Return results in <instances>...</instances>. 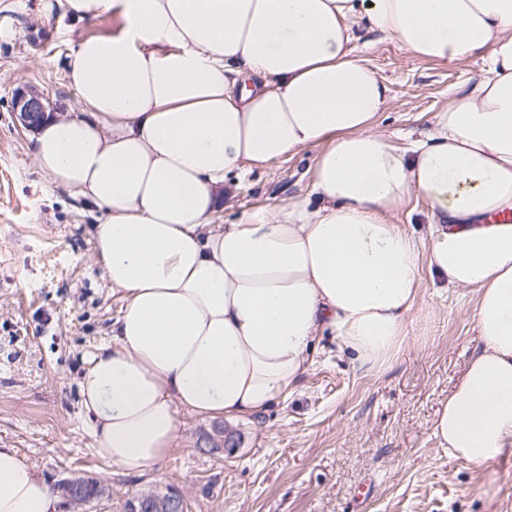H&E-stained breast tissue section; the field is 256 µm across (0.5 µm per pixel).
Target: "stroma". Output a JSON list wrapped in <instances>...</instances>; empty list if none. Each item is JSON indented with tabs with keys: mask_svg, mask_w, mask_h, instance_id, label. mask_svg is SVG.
Wrapping results in <instances>:
<instances>
[{
	"mask_svg": "<svg viewBox=\"0 0 512 512\" xmlns=\"http://www.w3.org/2000/svg\"><path fill=\"white\" fill-rule=\"evenodd\" d=\"M122 24L109 11L74 20L65 0H0V446L17 449L49 483L70 474L104 481L112 497L91 512H122L131 495L168 485L183 491L190 512H486L475 468L443 454L430 431L478 347L472 295L428 273L412 337L383 372L359 369L322 336L291 395L228 424L239 438L229 453L201 454L214 421L186 413L179 447L158 471L126 473L97 453L79 381L121 302L90 260L96 211L40 171L12 102L32 88L55 115L74 114L65 76L73 44ZM364 38L362 58L390 88L376 126L402 148L431 131L482 68L478 59L417 58L376 33ZM315 155L229 176L217 222L308 194Z\"/></svg>",
	"mask_w": 512,
	"mask_h": 512,
	"instance_id": "stroma-1",
	"label": "stroma"
}]
</instances>
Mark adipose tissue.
I'll use <instances>...</instances> for the list:
<instances>
[{
  "instance_id": "adipose-tissue-1",
  "label": "adipose tissue",
  "mask_w": 512,
  "mask_h": 512,
  "mask_svg": "<svg viewBox=\"0 0 512 512\" xmlns=\"http://www.w3.org/2000/svg\"><path fill=\"white\" fill-rule=\"evenodd\" d=\"M81 20L66 76L79 112L44 121L38 168L96 207L95 263L122 301L80 381L100 456L143 474L176 450L180 412L232 422L288 397L317 337L369 372L415 324L422 269L473 296L478 348L431 420L437 446L493 484L512 451V0H65ZM441 63L481 58L470 89L399 148L376 127L390 88L363 30ZM313 148L311 192L234 224L227 175ZM432 222L393 216L411 197ZM0 447V512H58ZM429 208L422 198L412 197L410 201L397 213L395 222L415 232L419 238H424L428 232Z\"/></svg>"
}]
</instances>
